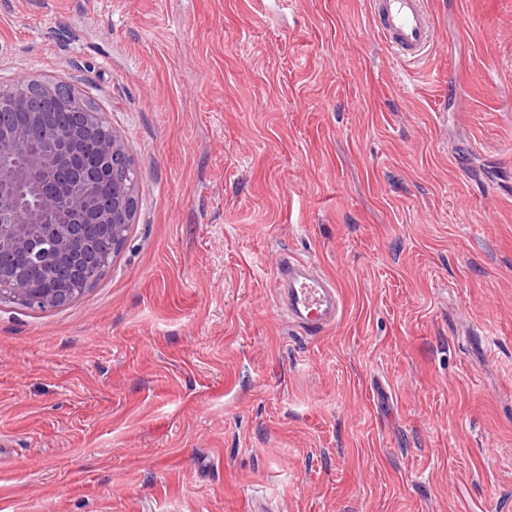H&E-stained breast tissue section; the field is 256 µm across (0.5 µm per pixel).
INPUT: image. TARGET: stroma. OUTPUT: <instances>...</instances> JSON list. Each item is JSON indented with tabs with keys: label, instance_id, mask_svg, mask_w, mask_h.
Instances as JSON below:
<instances>
[{
	"label": "stroma",
	"instance_id": "stroma-1",
	"mask_svg": "<svg viewBox=\"0 0 512 512\" xmlns=\"http://www.w3.org/2000/svg\"><path fill=\"white\" fill-rule=\"evenodd\" d=\"M429 7L411 64L368 0H0V86L139 174L92 288L0 301V512H512V0ZM278 303L289 322L320 334L334 327L342 314L337 283L313 262L280 258L273 276Z\"/></svg>",
	"mask_w": 512,
	"mask_h": 512
}]
</instances>
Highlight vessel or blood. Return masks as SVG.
<instances>
[{
    "instance_id": "1",
    "label": "vessel or blood",
    "mask_w": 512,
    "mask_h": 512,
    "mask_svg": "<svg viewBox=\"0 0 512 512\" xmlns=\"http://www.w3.org/2000/svg\"><path fill=\"white\" fill-rule=\"evenodd\" d=\"M370 11L372 31L396 56L414 62L429 51L434 27L427 0H370ZM273 286L289 322L304 330L323 333L341 317L337 283L311 261L279 259Z\"/></svg>"
}]
</instances>
